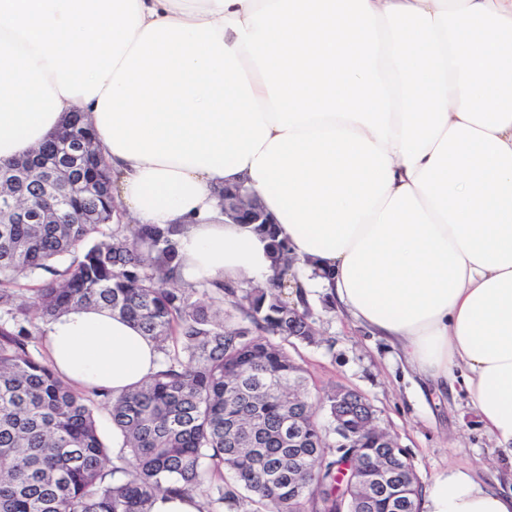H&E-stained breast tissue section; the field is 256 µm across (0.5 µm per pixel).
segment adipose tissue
Returning a JSON list of instances; mask_svg holds the SVG:
<instances>
[{"label": "adipose tissue", "instance_id": "adipose-tissue-1", "mask_svg": "<svg viewBox=\"0 0 512 512\" xmlns=\"http://www.w3.org/2000/svg\"><path fill=\"white\" fill-rule=\"evenodd\" d=\"M81 108L185 284L263 282L258 195L305 289L438 387L462 383L512 459V0H0V165ZM57 372L120 395L159 367L106 310L51 320ZM425 512H512L451 466Z\"/></svg>", "mask_w": 512, "mask_h": 512}]
</instances>
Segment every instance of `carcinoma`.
Segmentation results:
<instances>
[{"mask_svg":"<svg viewBox=\"0 0 512 512\" xmlns=\"http://www.w3.org/2000/svg\"><path fill=\"white\" fill-rule=\"evenodd\" d=\"M84 113L30 155L0 166L4 195L27 222L0 212V512H153L160 494H194L201 512H330L336 495L363 512L328 456L330 426L313 407L290 336L311 341L288 244L272 224L278 268L262 284L185 288L172 230L129 229ZM52 279L21 299L18 281ZM75 306L132 321L161 353L149 380L114 397L77 389L31 349L30 308L49 321ZM107 410L127 448L120 463L100 434ZM383 432L356 425L353 456L387 452Z\"/></svg>","mask_w":512,"mask_h":512,"instance_id":"cac0c4a2","label":"carcinoma"}]
</instances>
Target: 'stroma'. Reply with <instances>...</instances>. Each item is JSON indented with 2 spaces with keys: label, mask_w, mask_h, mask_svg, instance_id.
<instances>
[{
  "label": "stroma",
  "mask_w": 512,
  "mask_h": 512,
  "mask_svg": "<svg viewBox=\"0 0 512 512\" xmlns=\"http://www.w3.org/2000/svg\"><path fill=\"white\" fill-rule=\"evenodd\" d=\"M307 304L314 340L288 351L306 370L313 398L338 386L366 396L379 426L413 461L421 484L453 464L494 490L512 492V462L485 430L464 388L429 385L388 343L335 308L325 292L312 291Z\"/></svg>",
  "instance_id": "35a3bbf8"
}]
</instances>
